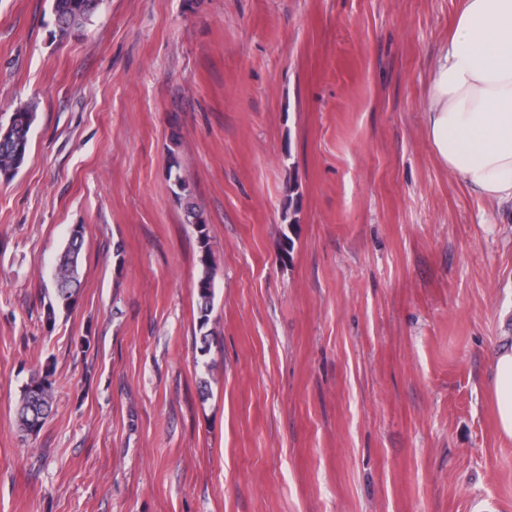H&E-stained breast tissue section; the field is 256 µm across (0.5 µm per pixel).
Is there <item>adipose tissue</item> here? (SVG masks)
Masks as SVG:
<instances>
[{
  "instance_id": "ef3b65f1",
  "label": "adipose tissue",
  "mask_w": 512,
  "mask_h": 512,
  "mask_svg": "<svg viewBox=\"0 0 512 512\" xmlns=\"http://www.w3.org/2000/svg\"><path fill=\"white\" fill-rule=\"evenodd\" d=\"M435 53L424 136L437 162L482 199L512 204V0H460ZM488 386L498 433L512 440V304L500 314Z\"/></svg>"
}]
</instances>
